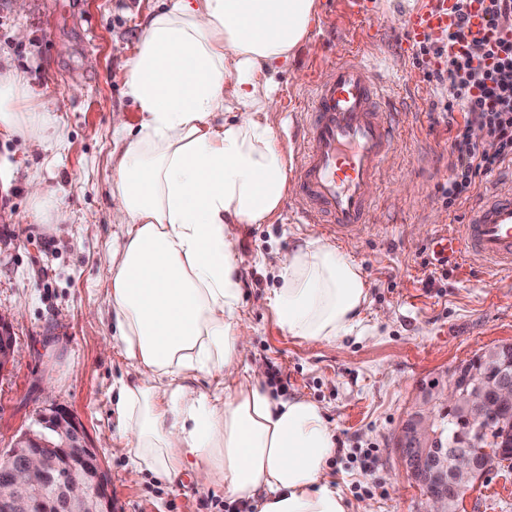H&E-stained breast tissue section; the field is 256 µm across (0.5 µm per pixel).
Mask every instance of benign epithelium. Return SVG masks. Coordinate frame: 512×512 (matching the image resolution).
<instances>
[{
	"label": "benign epithelium",
	"instance_id": "7a95c632",
	"mask_svg": "<svg viewBox=\"0 0 512 512\" xmlns=\"http://www.w3.org/2000/svg\"><path fill=\"white\" fill-rule=\"evenodd\" d=\"M479 355L495 363L496 372L462 363L429 380L394 445L411 476L430 487L428 512H456L463 490L492 468L471 445L487 441L512 450V438L500 431L512 420V357L499 348ZM17 357L12 322L0 313V372ZM0 460L7 467L0 512H22L31 493L42 512H113L103 460L84 423L66 408L41 414Z\"/></svg>",
	"mask_w": 512,
	"mask_h": 512
}]
</instances>
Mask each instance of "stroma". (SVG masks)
Wrapping results in <instances>:
<instances>
[{"instance_id": "stroma-1", "label": "stroma", "mask_w": 512, "mask_h": 512, "mask_svg": "<svg viewBox=\"0 0 512 512\" xmlns=\"http://www.w3.org/2000/svg\"><path fill=\"white\" fill-rule=\"evenodd\" d=\"M344 0H319L307 41L277 76L268 113L279 141L297 151V118L315 79L337 55L357 51L388 61L393 82L381 101L396 128L397 149L374 190L369 224L339 248L362 266L369 301L356 331L308 345L277 323L270 299L280 257L321 237L315 224L290 222L297 194L260 224L240 228L244 325L251 342L242 366L278 365L281 397L324 408L337 439L329 475L351 512H427L408 479L394 439L418 387L482 348L512 343V280H488L479 262L440 264L438 236L463 223L479 193L444 206L437 187L450 174L447 86L427 81L416 45L403 42L393 18L427 0H363L354 17ZM163 0H0V67L23 74L56 104V134L44 149L0 132V313L12 319L19 356L0 372V451L54 407L73 411L102 457L115 512H216L220 486L192 473L170 482L133 475L118 435L117 399L129 366L114 339L108 307L112 252L123 241L112 214V155L123 143L116 118L136 125L125 74L150 15ZM64 209L55 230L30 215V182ZM460 512H512V467L496 466L464 496Z\"/></svg>"}]
</instances>
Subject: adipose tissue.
<instances>
[{
  "label": "adipose tissue",
  "instance_id": "1",
  "mask_svg": "<svg viewBox=\"0 0 512 512\" xmlns=\"http://www.w3.org/2000/svg\"><path fill=\"white\" fill-rule=\"evenodd\" d=\"M317 0H169L154 12L127 76L137 126L118 122L112 210L123 242L112 254L108 306L133 370L118 391L119 429L135 473L185 472L223 485L258 512H349L328 474L337 451L325 411L277 398L261 366L241 367L240 225L280 208L288 151L266 119L278 63L303 45ZM52 98L0 70V130L40 148ZM233 121L215 124L217 113ZM272 307L306 344L352 334L369 299L361 266L313 238L279 262ZM224 383L220 395L190 380Z\"/></svg>",
  "mask_w": 512,
  "mask_h": 512
}]
</instances>
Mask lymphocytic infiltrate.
Instances as JSON below:
<instances>
[{
	"label": "lymphocytic infiltrate",
	"mask_w": 512,
	"mask_h": 512,
	"mask_svg": "<svg viewBox=\"0 0 512 512\" xmlns=\"http://www.w3.org/2000/svg\"><path fill=\"white\" fill-rule=\"evenodd\" d=\"M472 0H456L455 22L444 39L420 42L418 60L444 59L433 70L437 84H450L455 96L448 112L461 116L450 139L451 173L438 188L440 198L452 207L468 199L483 178L491 176L505 161H512V0H482L490 33L479 38L478 52H455L457 43L468 39L469 7ZM483 138H474L473 126ZM494 150H487V143Z\"/></svg>",
	"instance_id": "lymphocytic-infiltrate-1"
}]
</instances>
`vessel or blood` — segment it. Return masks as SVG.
Wrapping results in <instances>:
<instances>
[{
	"label": "vessel or blood",
	"instance_id": "1",
	"mask_svg": "<svg viewBox=\"0 0 512 512\" xmlns=\"http://www.w3.org/2000/svg\"><path fill=\"white\" fill-rule=\"evenodd\" d=\"M454 21L452 0H432L398 25L406 41L443 37ZM388 78L377 64L343 55L332 73L311 87V109L303 113L301 147L294 164L298 221L315 224L328 216L324 229L339 240L368 223L375 206L372 188L396 149L391 116L381 112ZM446 256L461 262L480 257L493 279L512 277V186L490 180L478 206L464 224L440 235Z\"/></svg>",
	"mask_w": 512,
	"mask_h": 512
}]
</instances>
